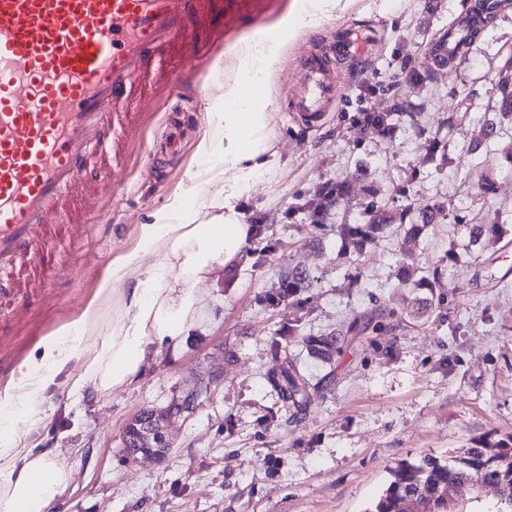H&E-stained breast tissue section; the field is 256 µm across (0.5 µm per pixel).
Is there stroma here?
<instances>
[{
	"mask_svg": "<svg viewBox=\"0 0 512 512\" xmlns=\"http://www.w3.org/2000/svg\"><path fill=\"white\" fill-rule=\"evenodd\" d=\"M313 2L228 0L224 38L201 94L188 104L195 120L180 152L165 169L152 168L148 155L166 109L143 116L111 187L88 197L85 208L58 214L42 265L26 267L18 282L0 280V391L88 305L99 310L97 332L111 327L136 282L107 291L103 282L116 260L143 248L142 227L155 212L194 197L197 223L220 215V184L196 175L207 166L199 144L209 114L238 76L233 49ZM463 3L341 0L329 21L300 29L283 48L264 84L265 157L274 167L243 187L237 203L243 223L258 227L245 249L248 265L204 282L194 328L178 349L159 348L131 385L70 394L76 359L57 375L37 405L40 422L17 430L21 446L54 451L72 468L48 512H370L398 462L444 460L473 441L512 436V124H498L490 135L483 130L501 109V79L512 74V6L486 23L452 68L427 70L431 42ZM350 24L376 27L382 37L364 71L337 64L340 99L316 127L301 128L284 102L301 83L299 59ZM402 68L409 76L399 83L394 73ZM365 76L367 93L360 90ZM363 102L394 108L392 136L351 128L348 118ZM435 133L448 164L426 159L425 137ZM476 140L482 146L473 154ZM327 181L348 183L350 193L322 231L302 204ZM372 201L387 214L408 211L411 224H421L429 207L439 212L421 235L400 228L361 255L344 254L332 225L360 223ZM476 222L502 225L495 248L470 245ZM451 252L457 261L434 291L401 286L400 261L425 268ZM288 267L307 270L311 286L298 303L269 306ZM417 300L425 308L420 317L405 316L380 334L366 331L368 321ZM294 323L312 334L351 324L362 331L349 335L329 364L291 346L317 390L301 422L270 423V340ZM219 373L223 382L173 426L163 461L126 458L124 429L141 409L167 406Z\"/></svg>",
	"mask_w": 512,
	"mask_h": 512,
	"instance_id": "35a3bbf8",
	"label": "stroma"
}]
</instances>
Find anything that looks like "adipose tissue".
I'll return each instance as SVG.
<instances>
[{
	"label": "adipose tissue",
	"mask_w": 512,
	"mask_h": 512,
	"mask_svg": "<svg viewBox=\"0 0 512 512\" xmlns=\"http://www.w3.org/2000/svg\"><path fill=\"white\" fill-rule=\"evenodd\" d=\"M332 3L318 0L313 11L286 22L282 41L270 42L265 32H256L241 51L243 77L253 80L274 70L284 42L300 28L318 26ZM266 125V112L242 98L239 86L225 90L224 102L210 113V131L199 144L209 162L203 172L206 181L224 185L223 216L216 224L196 223L189 202L180 198L143 226L145 243L155 248L154 259L145 262L142 252L134 250L113 264L108 284L137 279L131 304L113 318L111 329L70 376L71 393L90 384L102 392L132 384L153 346L175 348L182 343L202 306L201 283L241 262L252 230L239 218L238 188L252 182L263 167ZM74 355L68 339L48 340L14 390L0 396V512H45L70 482V468L54 452L20 448L15 430L18 424L38 421L34 403Z\"/></svg>",
	"instance_id": "1"
}]
</instances>
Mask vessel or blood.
I'll list each match as a JSON object with an SVG mask.
<instances>
[{
	"label": "vessel or blood",
	"mask_w": 512,
	"mask_h": 512,
	"mask_svg": "<svg viewBox=\"0 0 512 512\" xmlns=\"http://www.w3.org/2000/svg\"><path fill=\"white\" fill-rule=\"evenodd\" d=\"M224 0H0V274L20 258L81 181L89 148L105 140L112 116L169 106L166 150L182 139L181 115L205 71L212 23ZM374 29L351 26L301 62L302 90L287 108L316 125L341 94L336 64L360 67ZM451 37L425 56L448 64Z\"/></svg>",
	"instance_id": "obj_1"
}]
</instances>
